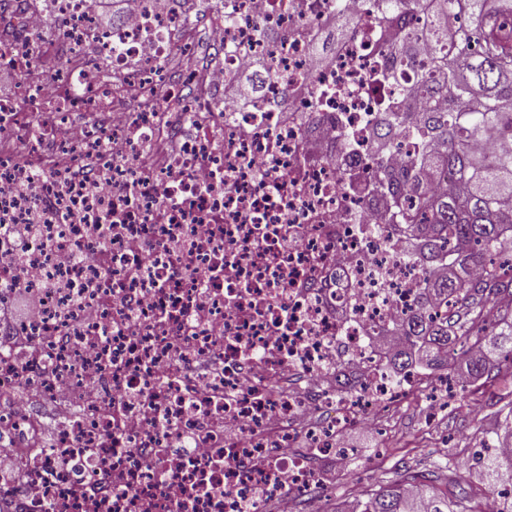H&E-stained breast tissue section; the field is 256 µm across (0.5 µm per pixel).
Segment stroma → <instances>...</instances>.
<instances>
[{"instance_id":"1","label":"stroma","mask_w":512,"mask_h":512,"mask_svg":"<svg viewBox=\"0 0 512 512\" xmlns=\"http://www.w3.org/2000/svg\"><path fill=\"white\" fill-rule=\"evenodd\" d=\"M470 388L485 400L474 416H466L459 399L454 398L440 405L435 418H428L426 402L414 393L377 411L374 418L379 428L367 432L361 424H349L348 433L367 436L366 442L356 444L350 453L323 456L292 448V456L308 459L332 485L331 491L317 492V512H336L337 507L353 502V487L365 492L379 489L397 479L403 468L427 471L447 455L471 459L496 431L501 402L512 400V369L502 368L499 380L492 383L483 378L471 381Z\"/></svg>"}]
</instances>
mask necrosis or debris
Returning a JSON list of instances; mask_svg holds the SVG:
<instances>
[{"instance_id": "necrosis-or-debris-1", "label": "necrosis or debris", "mask_w": 512, "mask_h": 512, "mask_svg": "<svg viewBox=\"0 0 512 512\" xmlns=\"http://www.w3.org/2000/svg\"><path fill=\"white\" fill-rule=\"evenodd\" d=\"M91 2L0 12V69L20 73L0 96V308L21 289L43 299L0 326V461L19 474L0 483V512H175L165 468L188 512H265L323 480L272 421L325 411L304 440L334 455L348 422L416 384L372 338L411 312L423 269L382 198L346 188L347 168L371 171V130L407 77L378 79L386 37L369 0H226L209 23L220 75L183 104L167 61L178 53L196 78L202 57L184 13L135 0L136 16L103 28ZM340 3L352 25L321 66V24ZM49 14L70 64L46 75ZM253 56L266 67L243 101L233 88ZM89 154L94 175L71 178ZM175 251L188 268L173 271ZM167 363L177 370L151 400ZM350 363L360 383L340 398ZM158 404L169 426L147 430Z\"/></svg>"}]
</instances>
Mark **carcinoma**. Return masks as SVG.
Wrapping results in <instances>:
<instances>
[{
    "label": "carcinoma",
    "instance_id": "obj_1",
    "mask_svg": "<svg viewBox=\"0 0 512 512\" xmlns=\"http://www.w3.org/2000/svg\"><path fill=\"white\" fill-rule=\"evenodd\" d=\"M377 21L394 33L387 52L416 80L388 103L372 133L371 189L387 196L393 231L411 241L429 271L411 314L398 325L391 365L450 370L466 361L472 378L491 376L500 355L512 361V153H488L479 142L512 139V0H374ZM419 15L420 28L403 27ZM408 129L420 151L394 169L384 163L398 132ZM446 177L438 194L424 184ZM336 391L360 379L355 363ZM512 448V410L502 414L491 447ZM509 483L500 512H512V456L475 460ZM450 461L399 479L357 501L353 512H473L470 488L448 482Z\"/></svg>",
    "mask_w": 512,
    "mask_h": 512
}]
</instances>
